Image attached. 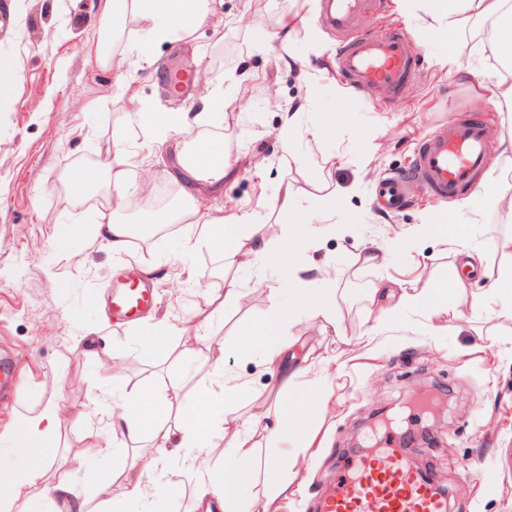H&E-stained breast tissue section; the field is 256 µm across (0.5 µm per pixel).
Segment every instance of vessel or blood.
<instances>
[{
  "instance_id": "b4317fda",
  "label": "vessel or blood",
  "mask_w": 512,
  "mask_h": 512,
  "mask_svg": "<svg viewBox=\"0 0 512 512\" xmlns=\"http://www.w3.org/2000/svg\"><path fill=\"white\" fill-rule=\"evenodd\" d=\"M373 0H321V22L341 38L336 63L353 90L394 99L413 65L408 39L397 33H361V16ZM486 128L465 119L436 129L421 142L412 168L381 181L379 203L401 205L414 187L445 197L469 188L481 171ZM156 304V293L139 272L120 268L107 298L114 321L132 322ZM321 512H448L434 482L396 453L361 458L348 477L325 498Z\"/></svg>"
}]
</instances>
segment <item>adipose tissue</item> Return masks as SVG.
<instances>
[{"label":"adipose tissue","mask_w":512,"mask_h":512,"mask_svg":"<svg viewBox=\"0 0 512 512\" xmlns=\"http://www.w3.org/2000/svg\"><path fill=\"white\" fill-rule=\"evenodd\" d=\"M428 3L443 21L442 34L449 38L446 57L449 69H456L462 55L453 34L461 23L471 19L493 20L497 31L486 42L484 50L496 58L512 59V0H428ZM126 12L132 13L139 26L142 38L135 49L144 55L153 44L185 40L190 30L207 21L201 0H106L102 15L104 30H111L114 14ZM222 93L221 81L207 80L199 95L198 111L179 113L174 121L173 130L184 138L181 156L193 179L204 185L218 184L224 178L223 158L212 155L199 136L202 127L215 122L212 108ZM175 217L197 225L201 241L235 254L243 251L250 256L270 257L285 270L289 269L290 257L299 247L293 239L273 241L256 225H250L249 233H242L243 224H250L248 216L225 221L223 216L213 214L208 197L201 194L190 197L187 207L178 214L160 210L151 221L167 224ZM287 329V309L275 308L261 329L250 328L244 332L240 347L243 352L252 353L255 337L264 336L265 358L287 365ZM192 358L196 370L206 371L210 378L209 385L196 392L195 412L173 421L169 418L170 402L165 394L121 393L112 400L110 428L104 446L97 448L96 454L110 457L119 448L139 442L144 432H151L157 442L151 465L165 462L169 454H176L182 470L193 474L197 480L198 512H210L212 500H230L234 487L251 466L256 451L251 433L260 431L269 440H281L289 427L296 424L298 415L293 412L272 419L268 414L255 413L246 424H239L228 409V400L240 391L241 385L225 372L223 354L196 350ZM62 413L65 411L60 405L50 400L38 410L20 414L14 430L0 433V461L17 459L21 462L20 468L13 472L0 471V512H21L23 497L32 487L40 489L52 512H149L161 488L145 479V470L138 462H131L117 473L124 486L121 497L96 503L80 486L82 457H73L74 467L68 476L55 478ZM218 426L232 432L220 463L213 461L211 445V433Z\"/></svg>","instance_id":"1"}]
</instances>
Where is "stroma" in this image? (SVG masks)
Returning a JSON list of instances; mask_svg holds the SVG:
<instances>
[{
	"label": "stroma",
	"instance_id": "obj_1",
	"mask_svg": "<svg viewBox=\"0 0 512 512\" xmlns=\"http://www.w3.org/2000/svg\"><path fill=\"white\" fill-rule=\"evenodd\" d=\"M104 0H24L0 20V55L22 79L0 103V350L13 358L14 386L0 396V431L19 412L55 400L85 408L79 424L62 419L57 473L68 457L90 451L89 430L105 425L113 390L176 388L172 412L196 404L205 373L185 363L184 333L207 337L224 351V369L244 385L233 400L239 414L276 417L294 397L311 401L288 442H260V457L284 456L291 494L277 512H317L319 500L351 463L352 441L369 447L373 434L433 427L432 445L406 451L447 488L448 512H512V216L497 204L512 195V152L487 158L465 195L422 191L401 209H377V182L412 163L416 145L439 125L480 115L496 136L512 135V110L496 106L490 88L512 62L492 59L474 23L459 26L460 68L441 65L448 43L424 0L399 13L395 0H375L359 26L403 31L417 59L401 95L388 102L353 92L334 65L336 37L317 19V0H206L209 21L193 48L164 43L149 57L132 46L141 33L132 16L117 17L113 40L99 23ZM124 57L121 71L101 68L87 45ZM179 66L223 82L218 117L203 130L224 157V180L206 188L225 216L249 215L268 237H299L297 278L257 258L237 268L238 292L223 315L210 296L232 268L229 253L206 244L182 247L190 225L172 233L142 229L153 195L165 209L185 204L191 190L169 142L149 141L147 126L194 110L197 85L171 92L162 73ZM131 81L138 95L123 89ZM95 166L124 171L125 208L113 212L104 188L95 210L131 227L126 252L95 239L82 211L58 181ZM334 195L324 211L316 199ZM469 197L460 206L461 197ZM69 239L59 250V239ZM371 250L386 263H365ZM138 270L156 289V307L129 325L108 314L104 291L117 268ZM430 289L427 304L382 313L373 289ZM316 288L336 311V328L301 301ZM279 305L292 312L290 368L259 353L244 354L238 336L260 327ZM124 368L106 378L113 357ZM123 458L94 459L82 488L94 500L120 496L108 481ZM166 484L152 512H191L194 481L175 461L153 469Z\"/></svg>",
	"mask_w": 512,
	"mask_h": 512
}]
</instances>
